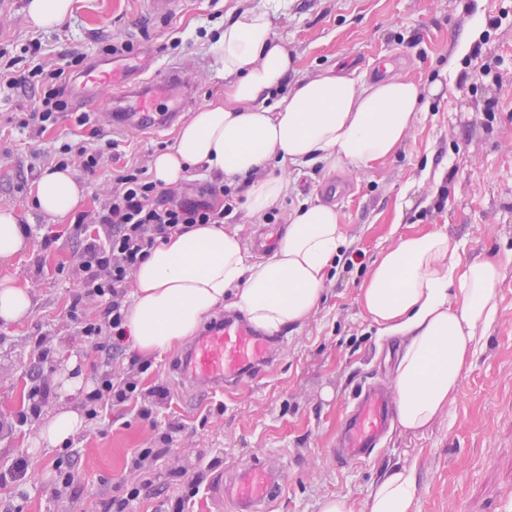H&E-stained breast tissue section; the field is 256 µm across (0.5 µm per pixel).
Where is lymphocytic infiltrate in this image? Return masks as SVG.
Returning <instances> with one entry per match:
<instances>
[{
  "mask_svg": "<svg viewBox=\"0 0 512 512\" xmlns=\"http://www.w3.org/2000/svg\"><path fill=\"white\" fill-rule=\"evenodd\" d=\"M84 61L83 55L74 54L49 71L36 62L23 75L16 74L10 66H0V89L24 94L39 85L44 88L43 95L35 98L29 110L21 114L20 129L40 135L66 116L67 76L81 69ZM209 193L222 196V206L208 200L175 198L160 190L143 167L124 166L113 173L108 199L95 217L103 233L84 237L79 249L80 297L103 298L108 302L99 317L80 322L82 335L95 350L108 356L117 352L131 277L155 246L172 233L197 224H220L232 214L236 194L231 186L217 183L210 187Z\"/></svg>",
  "mask_w": 512,
  "mask_h": 512,
  "instance_id": "1",
  "label": "lymphocytic infiltrate"
}]
</instances>
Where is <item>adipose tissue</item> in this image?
<instances>
[{
  "label": "adipose tissue",
  "mask_w": 512,
  "mask_h": 512,
  "mask_svg": "<svg viewBox=\"0 0 512 512\" xmlns=\"http://www.w3.org/2000/svg\"><path fill=\"white\" fill-rule=\"evenodd\" d=\"M229 82L223 100L194 112L170 149L151 163L154 181L174 185L200 166L247 185L246 206L260 219L286 191L267 166L318 161L371 167L403 144L424 94L414 80L389 76L368 83L332 73L284 89L290 68L267 12L242 8L214 44ZM70 169L36 181L39 211L65 218L83 200ZM343 242L335 207L311 204L290 219L274 254L247 264L235 233L199 224L157 245L134 273L133 301L124 336L143 353H163L194 334L213 310L232 299L269 331L303 323L321 299L322 285ZM500 268L490 260L460 266L458 246L429 230L400 237L377 260L361 288V303L384 337L400 336L404 350L393 389L396 421L406 431L427 428L456 394L482 333L496 320ZM84 427L63 405L41 424L36 445L55 448ZM416 484L402 468L377 483L367 512H412Z\"/></svg>",
  "instance_id": "adipose-tissue-1"
}]
</instances>
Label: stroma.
<instances>
[{
  "mask_svg": "<svg viewBox=\"0 0 512 512\" xmlns=\"http://www.w3.org/2000/svg\"><path fill=\"white\" fill-rule=\"evenodd\" d=\"M26 3L7 0L0 11V46L24 66L33 42L48 67L72 52L104 61V45L124 40L142 11L141 0H74L61 26L39 30L26 19ZM241 5L268 11L293 61L289 81L331 71L372 82L391 70L442 89L424 96L393 157L371 168L321 162L279 170L287 192L262 222L241 203L225 218L246 244L281 237L300 206L332 202L339 213L344 245L322 299L305 322L281 329L277 362L265 375L229 394L199 397L173 371L181 347L145 355L124 345L107 370L113 382L134 384L131 397L98 406L93 416L86 397L77 398L82 431L48 451L32 443L38 424L61 405L59 358L67 347L79 349L91 384L106 371L67 310L91 318L105 303L76 302L74 219L38 212L27 172L48 164L61 143L115 139L116 159L95 173L71 167L85 189L81 209L92 214L107 198L113 168L149 166L176 130L115 136L100 119L84 126L67 119L34 137L16 124L29 98L0 92V207L18 211L31 239L27 251L0 260V275H14L33 300L29 316L0 324V512H114L136 487L141 495L126 512H211L209 492L225 472L253 462L273 467L281 485L267 512H319L334 495L366 512L375 483L394 467L413 472L414 512H512V0H188L170 21L141 27L123 61L136 65L153 51L157 64H181L198 104L222 99L214 38ZM433 229L460 244L462 262H499L498 318L428 429L391 426L368 460L340 466L332 449L355 395L373 383L392 388L404 345L377 335L359 289L400 236ZM34 386L44 394L36 411L28 399ZM160 387L168 396L158 401ZM147 406L148 418L141 414ZM146 448L157 457L141 459ZM71 454L78 463L66 486L57 464ZM21 460L28 471L19 483L12 473Z\"/></svg>",
  "mask_w": 512,
  "mask_h": 512,
  "instance_id": "35a3bbf8",
  "label": "stroma"
}]
</instances>
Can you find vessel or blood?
Returning a JSON list of instances; mask_svg holds the SVG:
<instances>
[{
    "mask_svg": "<svg viewBox=\"0 0 512 512\" xmlns=\"http://www.w3.org/2000/svg\"><path fill=\"white\" fill-rule=\"evenodd\" d=\"M185 0H146L145 15L153 21L174 18ZM75 100L80 110L109 117L114 129L130 124L145 130L168 126L194 105L196 89L186 82L181 67L169 66L151 77L140 70L117 76L114 69L91 64L78 84ZM274 359L269 340L244 317L225 318L198 336L178 363V375L191 388L208 394L261 372ZM393 406L383 389H361L340 427L337 461L344 466L369 458L388 430ZM277 485L268 465L256 464L235 472L214 488L217 501H228L238 512H262Z\"/></svg>",
    "mask_w": 512,
    "mask_h": 512,
    "instance_id": "1",
    "label": "vessel or blood"
}]
</instances>
